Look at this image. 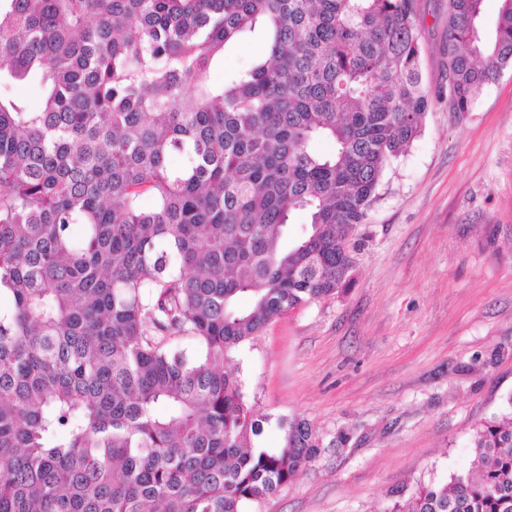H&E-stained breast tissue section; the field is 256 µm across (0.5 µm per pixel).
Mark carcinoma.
Wrapping results in <instances>:
<instances>
[{
  "label": "carcinoma",
  "mask_w": 512,
  "mask_h": 512,
  "mask_svg": "<svg viewBox=\"0 0 512 512\" xmlns=\"http://www.w3.org/2000/svg\"><path fill=\"white\" fill-rule=\"evenodd\" d=\"M483 2L447 0L452 112L512 65V0L492 40ZM417 15V0H0V87L40 89L36 106L0 91V512H244L315 459L303 419L257 444L269 417L224 363L349 286L350 237L442 97ZM253 33L265 57L215 83ZM296 211L309 223L286 248ZM470 448L468 471L387 512H512V394Z\"/></svg>",
  "instance_id": "1"
}]
</instances>
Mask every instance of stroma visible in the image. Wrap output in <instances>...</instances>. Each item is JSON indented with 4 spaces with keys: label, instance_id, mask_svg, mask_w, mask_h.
I'll use <instances>...</instances> for the list:
<instances>
[{
    "label": "stroma",
    "instance_id": "stroma-1",
    "mask_svg": "<svg viewBox=\"0 0 512 512\" xmlns=\"http://www.w3.org/2000/svg\"><path fill=\"white\" fill-rule=\"evenodd\" d=\"M447 0H418L423 81L446 83ZM350 240L344 293L270 322L231 362L260 444L299 417L320 453L256 512H386L468 469L512 395V66L468 112L433 102Z\"/></svg>",
    "mask_w": 512,
    "mask_h": 512
}]
</instances>
